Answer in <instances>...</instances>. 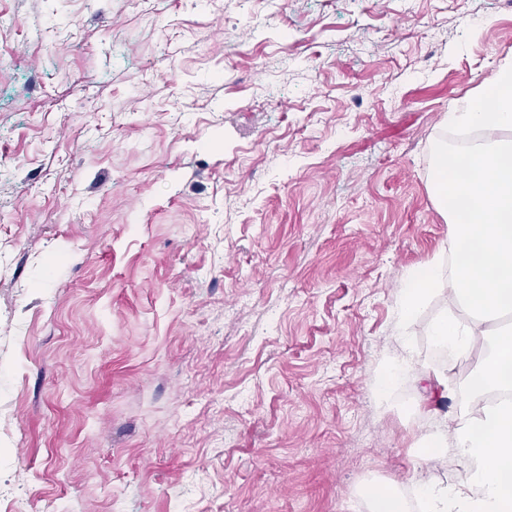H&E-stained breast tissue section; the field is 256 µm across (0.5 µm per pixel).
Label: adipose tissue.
I'll use <instances>...</instances> for the list:
<instances>
[{"instance_id": "adipose-tissue-1", "label": "adipose tissue", "mask_w": 512, "mask_h": 512, "mask_svg": "<svg viewBox=\"0 0 512 512\" xmlns=\"http://www.w3.org/2000/svg\"><path fill=\"white\" fill-rule=\"evenodd\" d=\"M487 91L448 114L455 130H482L466 150L440 149L431 173L434 195L448 208L453 263L448 277L471 314L468 322L446 314L431 328L434 343L452 357L480 351L482 358L468 406L455 426L440 422L424 438L437 456L455 452L464 465L460 483L434 478L418 483L421 512H512V329H487L512 312V65H504ZM438 269L412 272L398 292L396 318L406 326L435 292ZM501 392L496 404L471 416L486 391Z\"/></svg>"}]
</instances>
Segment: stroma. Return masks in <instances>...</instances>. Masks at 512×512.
I'll return each mask as SVG.
<instances>
[{"label":"stroma","mask_w":512,"mask_h":512,"mask_svg":"<svg viewBox=\"0 0 512 512\" xmlns=\"http://www.w3.org/2000/svg\"><path fill=\"white\" fill-rule=\"evenodd\" d=\"M0 0V483L27 512H368L463 390L445 115L512 0ZM428 266L412 272L398 292L396 318L400 328L419 312L426 300L440 288H434L438 278V267ZM426 368H419L412 358H402L384 366L375 378V388L378 397L383 400L390 390L391 384L402 374H415L416 378L429 379Z\"/></svg>","instance_id":"stroma-1"}]
</instances>
